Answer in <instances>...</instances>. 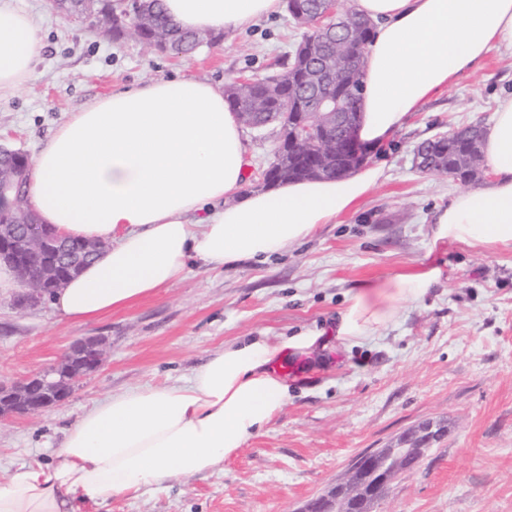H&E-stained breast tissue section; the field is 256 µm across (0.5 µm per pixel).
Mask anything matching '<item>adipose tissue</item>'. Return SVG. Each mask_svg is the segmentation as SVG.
<instances>
[{
    "instance_id": "obj_1",
    "label": "adipose tissue",
    "mask_w": 512,
    "mask_h": 512,
    "mask_svg": "<svg viewBox=\"0 0 512 512\" xmlns=\"http://www.w3.org/2000/svg\"><path fill=\"white\" fill-rule=\"evenodd\" d=\"M188 31H234L278 14L282 0H162ZM376 28L365 58L357 135L383 146L426 101L491 50L512 54V0H357ZM34 17L0 0V97L31 77ZM242 126L222 86L158 78L98 97L59 126L39 152L30 201L42 223L108 249L51 296L63 319L128 308L180 282L191 265L262 262L311 239L380 183L376 163L338 179L310 178L245 192ZM482 157L489 177L438 208L433 246L512 251V93L498 97ZM443 276L402 272L352 291L335 324L289 336L225 342L182 383L105 397L68 431L50 464H22L0 482V512H86L223 468L287 404L289 358L354 345L393 323Z\"/></svg>"
}]
</instances>
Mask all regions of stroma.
Segmentation results:
<instances>
[{
  "label": "stroma",
  "instance_id": "1",
  "mask_svg": "<svg viewBox=\"0 0 512 512\" xmlns=\"http://www.w3.org/2000/svg\"><path fill=\"white\" fill-rule=\"evenodd\" d=\"M15 4L34 17L40 52L25 85L0 98V143L32 159L98 96L160 77L223 85L260 76L304 34L283 12L185 56L109 40L59 15L49 0ZM508 93L512 58L491 51L427 101L388 146L368 149L365 164L385 161L386 177L353 212L267 262L192 268L174 286L94 321L59 318L47 302L23 308L17 291L1 292L2 384L45 369L80 337L105 336L109 344L102 368L68 400L0 419V479L16 465L51 463L68 430L107 395L187 379L226 341L331 321L359 284L437 264L440 283L373 339L332 353L322 366L290 359L287 405L223 470L106 498L87 512H299L343 478L356 456L394 445L427 421L446 424L447 436L397 476L375 512H512V251H431L434 212L465 185L414 163L422 141L490 124L498 96ZM244 135L246 188L259 190L279 127Z\"/></svg>",
  "mask_w": 512,
  "mask_h": 512
}]
</instances>
